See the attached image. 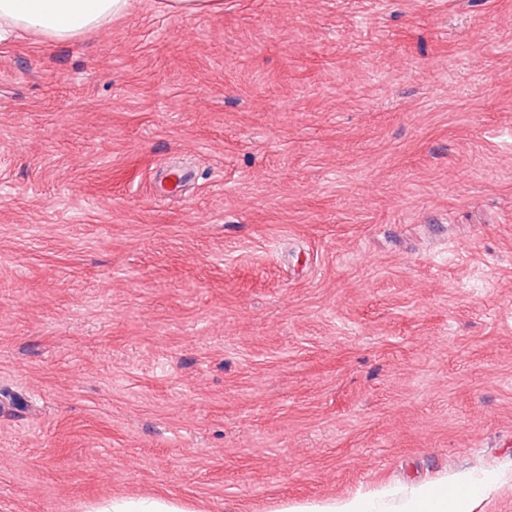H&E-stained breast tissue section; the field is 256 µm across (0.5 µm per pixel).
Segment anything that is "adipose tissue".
<instances>
[{"label": "adipose tissue", "instance_id": "obj_1", "mask_svg": "<svg viewBox=\"0 0 512 512\" xmlns=\"http://www.w3.org/2000/svg\"><path fill=\"white\" fill-rule=\"evenodd\" d=\"M131 0H0V37L21 29L44 41H64L126 14ZM402 512H470L460 482L445 480L419 488Z\"/></svg>", "mask_w": 512, "mask_h": 512}]
</instances>
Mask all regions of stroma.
Returning a JSON list of instances; mask_svg holds the SVG:
<instances>
[{"mask_svg": "<svg viewBox=\"0 0 512 512\" xmlns=\"http://www.w3.org/2000/svg\"><path fill=\"white\" fill-rule=\"evenodd\" d=\"M458 475L512 512V0L0 41V512Z\"/></svg>", "mask_w": 512, "mask_h": 512, "instance_id": "1", "label": "stroma"}]
</instances>
